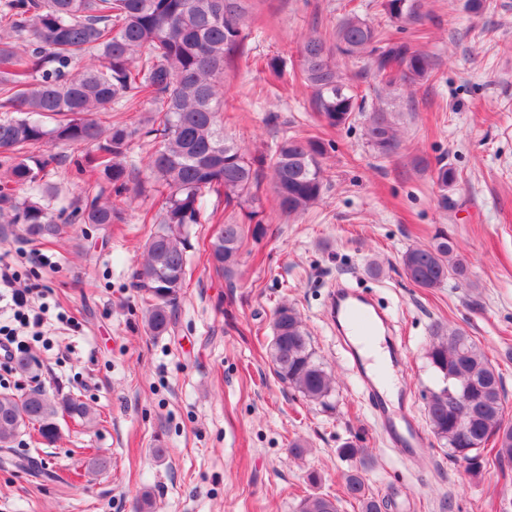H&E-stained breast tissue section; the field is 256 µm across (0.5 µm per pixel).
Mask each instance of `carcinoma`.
<instances>
[{
	"instance_id": "carcinoma-1",
	"label": "carcinoma",
	"mask_w": 512,
	"mask_h": 512,
	"mask_svg": "<svg viewBox=\"0 0 512 512\" xmlns=\"http://www.w3.org/2000/svg\"><path fill=\"white\" fill-rule=\"evenodd\" d=\"M389 21L420 25L422 0H382ZM253 33L242 0H0V219L32 240L59 239L69 224H117L123 221L129 173L122 163L139 128L127 122L104 126L100 115L147 101L155 115L145 135L159 141L146 164L165 194L161 212L145 245L146 257L136 272L143 294L145 323L155 336L166 333L178 304L187 271L188 224H220L210 241L215 271L232 277L243 239L266 234L259 211L247 212L237 224L208 210L204 196L224 197V209L253 205L263 189V173L246 150L224 137L219 99L224 73L246 51ZM367 55L373 69L388 78L414 84L430 76L435 60L401 39L390 38L356 14L342 18L336 42L319 36L302 46V76L313 87L312 107L319 122L339 128L355 116L356 94L350 91L334 54ZM89 57L79 72L72 63ZM368 143L381 155L398 147L391 114L372 112L365 124ZM48 143L81 151L73 160L81 199L72 208H49L45 178L58 163L40 148ZM324 141L284 138L270 159L272 188L280 210L298 216L315 205L325 190L321 159ZM24 186L16 199L10 185ZM406 277L417 287H440L466 267L454 247L439 236L428 247L413 246L402 255ZM426 352L436 377L429 390L427 417L433 434L448 446V455L472 473L485 464L489 441L496 458L512 463V424L504 420L501 373L464 331H435ZM278 379L305 400L330 411L333 380L314 357L300 313L279 306L273 317L270 351ZM471 401L470 429H456L458 396ZM88 420L80 400L36 388L23 395L0 392V452L9 456L19 431L32 424L51 445L60 434L59 419ZM346 460L365 459L366 449L345 441L337 449ZM346 494L361 512H384L386 504L366 492L358 473L345 479ZM299 512H338L337 500L313 494L300 501Z\"/></svg>"
}]
</instances>
